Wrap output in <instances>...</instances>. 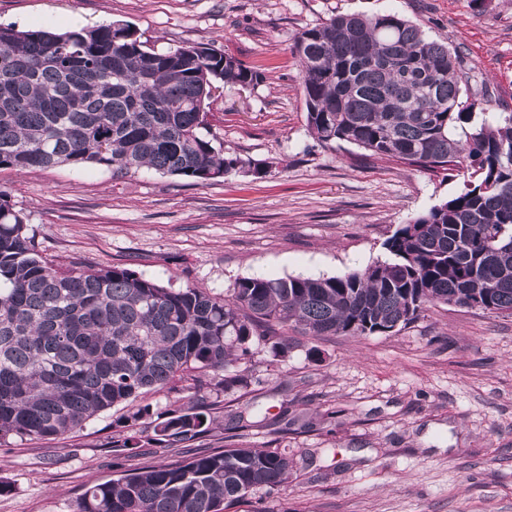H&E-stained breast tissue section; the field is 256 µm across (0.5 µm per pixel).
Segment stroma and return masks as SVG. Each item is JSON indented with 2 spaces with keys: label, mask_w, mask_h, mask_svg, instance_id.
I'll return each mask as SVG.
<instances>
[{
  "label": "stroma",
  "mask_w": 512,
  "mask_h": 512,
  "mask_svg": "<svg viewBox=\"0 0 512 512\" xmlns=\"http://www.w3.org/2000/svg\"><path fill=\"white\" fill-rule=\"evenodd\" d=\"M396 13L463 53L466 94L512 112V0H0V24L66 32L120 21L147 47L193 43L261 69L225 85L208 108L224 150L266 165L204 184L142 169L19 174L0 169L44 257L124 266L171 288L229 297L245 277H331L388 260L385 241L414 215L460 192L463 179L310 135L295 35L337 14ZM288 352L253 343L237 364L250 387L208 391L218 422L200 450L224 447L223 419L244 410L239 444L284 449L286 484L232 512H512V315L426 307L398 332L313 339L291 329ZM148 391L60 440L0 445V512H71L92 482L178 459L172 448H116L134 413L176 407ZM296 423L281 430V410Z\"/></svg>",
  "instance_id": "obj_1"
}]
</instances>
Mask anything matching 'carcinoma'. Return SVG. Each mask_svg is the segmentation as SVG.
Instances as JSON below:
<instances>
[{"mask_svg":"<svg viewBox=\"0 0 512 512\" xmlns=\"http://www.w3.org/2000/svg\"><path fill=\"white\" fill-rule=\"evenodd\" d=\"M294 49L315 139L455 170L462 190L397 229L387 261L326 278H242L228 299L119 266L55 268L0 190V444L60 438L184 380L188 401L154 437L124 435L120 447L191 448L215 421L201 387H246L229 366L255 341L286 352L279 325L314 338L386 334L428 305L477 298L512 314V112L475 111L459 56L396 14H338L298 32ZM263 79L214 48L150 50L129 25L0 24V169L100 166L119 178L148 168L198 184L257 174L215 145L206 105L226 84ZM244 422L228 415L220 451L85 486L72 512H224L287 483L281 449L231 443Z\"/></svg>","mask_w":512,"mask_h":512,"instance_id":"cac0c4a2","label":"carcinoma"}]
</instances>
